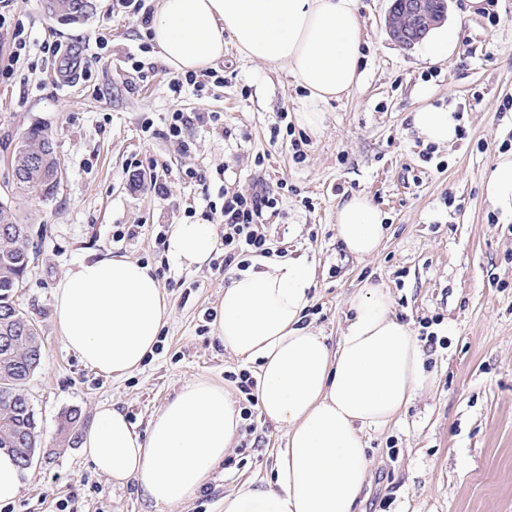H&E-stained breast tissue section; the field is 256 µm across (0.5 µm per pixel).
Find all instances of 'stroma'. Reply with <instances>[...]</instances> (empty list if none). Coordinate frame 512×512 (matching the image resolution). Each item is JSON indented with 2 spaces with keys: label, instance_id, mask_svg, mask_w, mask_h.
<instances>
[{
  "label": "stroma",
  "instance_id": "stroma-1",
  "mask_svg": "<svg viewBox=\"0 0 512 512\" xmlns=\"http://www.w3.org/2000/svg\"><path fill=\"white\" fill-rule=\"evenodd\" d=\"M389 6L358 0L362 80L326 106L325 128L308 135L299 161L286 127L301 89L286 71L246 60L228 41L217 78L198 74L202 90L176 94L143 14L95 0L92 14L64 23L46 15L43 0H14L32 43L13 64L11 39L0 36V68L12 69L0 81V201L28 227L30 263L13 301L44 352L25 386L42 451L24 471L20 498L0 512H153L135 487L95 472L79 443L58 441L60 416L78 410L87 426L99 404L113 403L141 432L190 379L237 392L224 374L242 364L208 318L229 280L223 249L180 269L157 234L208 223L222 186L245 193L259 182L278 199L268 226L274 248L314 268L305 321L329 344L339 341L348 297L368 281L389 289L395 314L415 333L437 338L424 348L435 386L399 422L366 433L370 467L358 512H512V221L482 192L497 155L512 150V110L502 108L512 99V0H495L494 25L466 16L465 0H448L444 24L456 29L458 48L442 60L429 58L426 43L406 48L389 36ZM48 33L78 57L99 55L90 76L71 82L42 62L37 44ZM426 90L460 116L463 134L451 146L424 144L411 127ZM177 110L206 117L185 151L167 134ZM34 127L50 136L62 168L46 199L11 192L15 146ZM138 161L153 181L135 187L128 168ZM192 170L204 180L189 178ZM357 193L387 215L388 233L370 258L349 254L336 237V209ZM108 253L154 267L171 307L159 349L120 379L65 349L52 309L60 277ZM256 425L254 439L175 512H223L234 478L269 476L284 432L261 417Z\"/></svg>",
  "mask_w": 512,
  "mask_h": 512
}]
</instances>
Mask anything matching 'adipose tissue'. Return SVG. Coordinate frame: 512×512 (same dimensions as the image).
<instances>
[{
  "label": "adipose tissue",
  "mask_w": 512,
  "mask_h": 512,
  "mask_svg": "<svg viewBox=\"0 0 512 512\" xmlns=\"http://www.w3.org/2000/svg\"><path fill=\"white\" fill-rule=\"evenodd\" d=\"M150 42L174 72L199 73L224 56L232 39L252 61L293 76L303 95L296 124L319 134L324 107L362 77V27L356 0H156ZM425 142L455 141L452 109L423 102L411 114ZM492 209L512 219V152L499 154L483 183ZM386 216L365 195L336 210V234L358 257L376 254ZM216 239L210 225L177 224L168 252L178 265H201ZM314 277L302 258L254 261L224 288L217 338L243 363L257 365L256 397L266 421L284 429L270 478L241 482L224 512H355L369 469L364 433L394 422L434 384L418 337L393 311L390 293L368 283L348 300L337 347L304 322ZM65 348L98 374L120 378L152 355L170 319L153 270L106 255L68 270L52 295ZM238 402L209 378L187 381L137 433L125 411L97 409L80 446L101 474L132 484L154 512L191 501L242 436Z\"/></svg>",
  "instance_id": "ef3b65f1"
}]
</instances>
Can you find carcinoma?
<instances>
[{"instance_id": "obj_1", "label": "carcinoma", "mask_w": 512, "mask_h": 512, "mask_svg": "<svg viewBox=\"0 0 512 512\" xmlns=\"http://www.w3.org/2000/svg\"><path fill=\"white\" fill-rule=\"evenodd\" d=\"M12 168L28 171V194H50L49 183L25 157L13 154ZM25 252L26 245L0 232V449L11 452L22 466L40 447L35 412L23 391L43 359L41 342L27 332L30 321L11 300L27 269Z\"/></svg>"}]
</instances>
